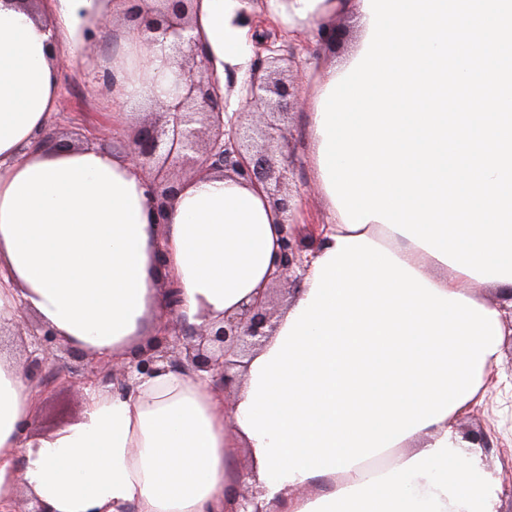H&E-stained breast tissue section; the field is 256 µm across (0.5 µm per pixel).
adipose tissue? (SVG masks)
<instances>
[{
	"instance_id": "1",
	"label": "adipose tissue",
	"mask_w": 512,
	"mask_h": 512,
	"mask_svg": "<svg viewBox=\"0 0 512 512\" xmlns=\"http://www.w3.org/2000/svg\"><path fill=\"white\" fill-rule=\"evenodd\" d=\"M122 0H0V331L21 314L71 348L116 361L161 328L163 283L186 327L222 321L265 293L283 215L238 177L187 179L164 223L123 154L37 145L60 92L55 61L109 72L116 126L150 105L174 69L168 44L122 27L111 61L86 44ZM264 10L321 31L363 0H191L190 31L228 112L254 67ZM296 292L230 395L168 367L130 392L90 390L80 419L32 431L36 391L0 356V502L46 512H229L258 491L264 512H498L499 477L457 431L512 335L480 282L384 224L358 230L338 209Z\"/></svg>"
}]
</instances>
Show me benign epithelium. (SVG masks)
Instances as JSON below:
<instances>
[{"label": "benign epithelium", "mask_w": 512, "mask_h": 512, "mask_svg": "<svg viewBox=\"0 0 512 512\" xmlns=\"http://www.w3.org/2000/svg\"><path fill=\"white\" fill-rule=\"evenodd\" d=\"M188 0H162L155 17L140 18L137 9L128 11V21L143 29L144 41L153 45L163 38L171 40L178 57L165 99L159 101L155 118L134 125L125 149L142 171H153L149 186L154 198L158 223H163L171 201L184 180L183 174L204 171L233 173L257 183L267 193L274 209L288 214L292 197L285 193L290 176V141L281 121L301 99L298 83L281 66L284 57L275 53L269 37L256 42L257 64L250 79L247 105L267 116L259 126L242 122V113H234L224 123V100L219 98L208 77V61L197 51L191 30ZM282 252L272 282L302 279L309 262L306 249L282 224ZM275 289L243 306L240 312L222 323H206L192 330L189 342L179 354L170 351L168 323L160 336L137 350L121 367L117 388L128 392L142 376L152 374L157 364L192 375L207 372L213 381L228 389L235 381L231 370L241 359L263 344L272 327ZM30 347L26 371L38 377L51 363L54 349L61 346L54 332L43 325L27 326Z\"/></svg>", "instance_id": "benign-epithelium-1"}]
</instances>
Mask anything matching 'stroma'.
I'll use <instances>...</instances> for the list:
<instances>
[{
	"label": "stroma",
	"instance_id": "1",
	"mask_svg": "<svg viewBox=\"0 0 512 512\" xmlns=\"http://www.w3.org/2000/svg\"><path fill=\"white\" fill-rule=\"evenodd\" d=\"M262 27L275 39L280 55L289 58L290 74L306 93L311 90L307 83L310 69L331 57L345 55L356 34V23L349 15L337 17L339 36L332 45L316 41L309 33H288L273 22H263ZM56 65L63 76L61 96L50 123L56 137L71 139L78 133L91 139L106 136L112 140L113 151H122L129 134L113 126L115 106L104 87L92 81L89 70L74 65L68 58H58ZM284 126L293 146L289 188L296 207L290 221L296 226L297 238L313 249L318 240L311 237L310 227L327 223L328 212L315 180L305 111L291 113ZM93 367L101 376L112 375V364L101 358L81 356L66 349L58 351L45 373V385L38 388L35 425L41 434H49L80 418L85 397L84 377ZM504 399V388L488 389L484 405L461 416L457 430L462 435L473 430L485 433L491 445L481 452L484 468L511 478L512 445L505 435L512 429V416L503 411Z\"/></svg>",
	"mask_w": 512,
	"mask_h": 512
}]
</instances>
